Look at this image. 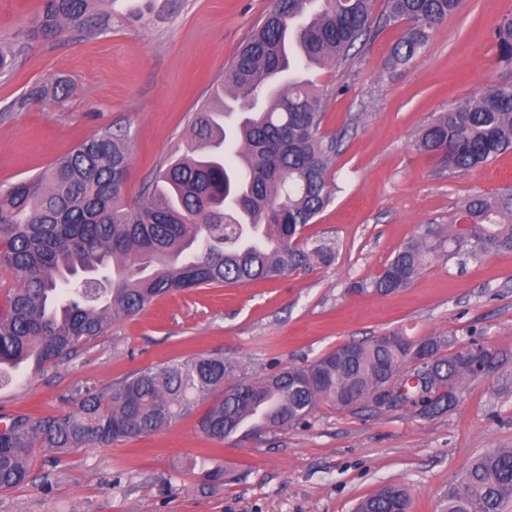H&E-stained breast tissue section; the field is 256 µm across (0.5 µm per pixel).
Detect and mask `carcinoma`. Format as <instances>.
Segmentation results:
<instances>
[{
  "label": "carcinoma",
  "instance_id": "carcinoma-1",
  "mask_svg": "<svg viewBox=\"0 0 512 512\" xmlns=\"http://www.w3.org/2000/svg\"><path fill=\"white\" fill-rule=\"evenodd\" d=\"M114 0H42L27 35L60 40L112 28ZM274 0L270 12L224 69L213 101L191 113L189 134L140 197L124 187L125 139L96 132L47 168L0 188V268L13 287L0 304V389L28 363L48 369L133 317L153 301L217 284L279 278L311 262L296 244L332 199L328 171L336 151L321 125L323 95L295 73L348 56L371 32L374 0ZM461 0H386L389 21L407 27L391 66L407 67L435 27ZM505 73L485 93L439 113L415 146L450 175L512 153V18L493 31ZM459 218L431 239L400 248L365 284L376 294L407 287L440 251L481 258L512 251V190L474 195ZM112 272L103 288L83 282ZM483 346L457 349L440 336L413 340L388 332L342 345L305 366L249 377L232 361L207 353L131 371L99 388L77 391L61 415L14 414L0 428V489L31 479L35 450L56 456L150 436L216 401L198 418L206 439L306 423L316 408H370L379 391L396 390L388 408L430 419L453 409L465 383L494 367ZM189 470L219 482L224 470L193 457ZM405 488L388 485L354 512H410ZM444 512H512V448L474 458L448 488Z\"/></svg>",
  "mask_w": 512,
  "mask_h": 512
}]
</instances>
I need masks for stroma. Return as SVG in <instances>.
Returning <instances> with one entry per match:
<instances>
[{"mask_svg":"<svg viewBox=\"0 0 512 512\" xmlns=\"http://www.w3.org/2000/svg\"><path fill=\"white\" fill-rule=\"evenodd\" d=\"M112 29L95 38L29 41L13 72L0 74V186L50 165L103 128L124 135L132 157L125 191L137 197L186 132L188 117L249 39L272 0H124ZM40 0H0V41L22 38ZM370 36L346 62L306 72L322 91L321 129L336 142L331 203L303 233L325 253L273 281L197 288L154 301L112 323L57 367L23 370L0 391V416L67 410L78 389L198 353L261 376L303 366L350 342L387 331L414 339L477 343L504 361L468 382L460 404L425 419L318 408L302 427L215 445L197 414L152 436L36 454L32 482L0 491V512H353L359 500L403 485L411 512H442L449 485L478 454L512 448V252L474 261L430 260L406 288L363 290L406 242L454 222L461 203L512 187V154L475 171L439 175L414 147L435 115L479 96L503 65L495 25L512 0H462L406 68L388 59L404 26L375 0ZM64 84L42 100L31 90ZM208 457L223 482L207 485L182 460Z\"/></svg>","mask_w":512,"mask_h":512,"instance_id":"1","label":"stroma"}]
</instances>
